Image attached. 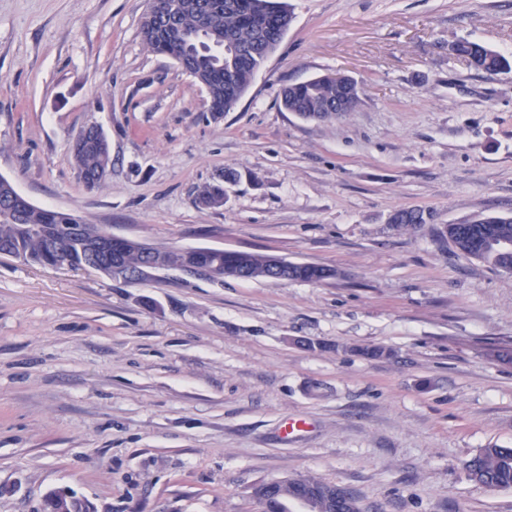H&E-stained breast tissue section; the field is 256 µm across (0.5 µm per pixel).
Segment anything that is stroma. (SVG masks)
<instances>
[{
  "mask_svg": "<svg viewBox=\"0 0 512 512\" xmlns=\"http://www.w3.org/2000/svg\"><path fill=\"white\" fill-rule=\"evenodd\" d=\"M290 28L230 112L148 51L145 0H0V175L33 204L145 243L257 252L320 282L139 280L0 257V512L64 491L95 512H259L263 482L352 491L360 512H512L469 480L512 448V274L436 233L512 216V0H287ZM356 80L331 122L288 85ZM100 126L87 189L69 142ZM219 208L197 187L223 181ZM430 212L394 224L400 209ZM380 346L378 359L359 348ZM291 418L305 430L282 437ZM449 54L462 59L478 71L512 72V59L478 41L467 39L456 41L454 49Z\"/></svg>",
  "mask_w": 512,
  "mask_h": 512,
  "instance_id": "obj_1",
  "label": "stroma"
}]
</instances>
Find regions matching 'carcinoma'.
Masks as SVG:
<instances>
[{
  "instance_id": "1",
  "label": "carcinoma",
  "mask_w": 512,
  "mask_h": 512,
  "mask_svg": "<svg viewBox=\"0 0 512 512\" xmlns=\"http://www.w3.org/2000/svg\"><path fill=\"white\" fill-rule=\"evenodd\" d=\"M207 5L208 23L201 26L197 13L192 8H183V0H161V5L172 9L171 16L181 31L177 44L156 38L145 41L146 47L155 53L177 57L183 61L182 68L193 78L200 77V70L213 74L204 78L211 108L217 112H229L251 86L256 73L276 49L288 32L292 14L282 0H201ZM215 39L224 35L236 49L232 59H216L212 62L201 59L209 51L201 35ZM450 55L465 61L478 71L511 73L512 59L498 53L481 42L459 40L454 43ZM360 99L358 83L348 76L324 75L304 82L292 84L281 93L283 107L306 120H336L338 114L352 111ZM85 186L97 188L101 182H92L89 177L104 163L105 159L97 145L90 140L83 149L71 153ZM224 184H207L197 191V201L205 207L224 205ZM84 220L74 214L38 206L16 211L11 216L0 218V251L14 253L23 261L42 266H55L46 237V228L52 224H82ZM393 224H425L424 212L416 209H401L391 220ZM29 229L21 231L18 225ZM497 235L512 238V220L504 222L498 216H488L475 224H448L439 232L443 240L465 256L470 255L474 237ZM161 250L172 262L185 259L206 268L219 264L224 267V276L235 279H274L263 254L201 248L188 258L174 251L172 246ZM125 266L126 278L140 279L145 276L147 258L131 245L119 250ZM481 261L505 273H512V255L488 253ZM471 481L491 489L512 488V448H481L467 466ZM317 512H360L355 495L344 490V498L338 502L321 500Z\"/></svg>"
}]
</instances>
